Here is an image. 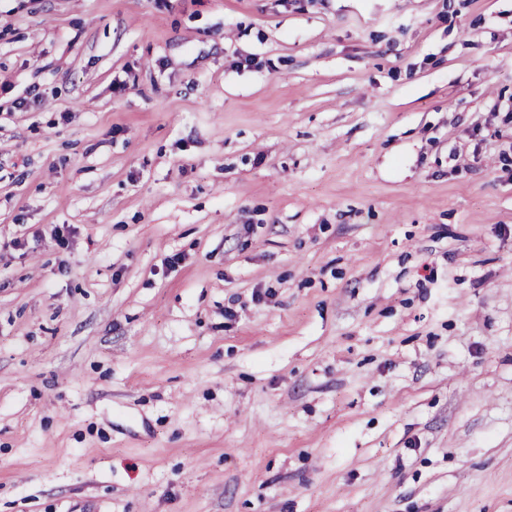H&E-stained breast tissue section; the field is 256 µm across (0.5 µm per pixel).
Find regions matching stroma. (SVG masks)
Instances as JSON below:
<instances>
[{"label":"stroma","mask_w":512,"mask_h":512,"mask_svg":"<svg viewBox=\"0 0 512 512\" xmlns=\"http://www.w3.org/2000/svg\"><path fill=\"white\" fill-rule=\"evenodd\" d=\"M0 512H512V0H0Z\"/></svg>","instance_id":"35a3bbf8"}]
</instances>
